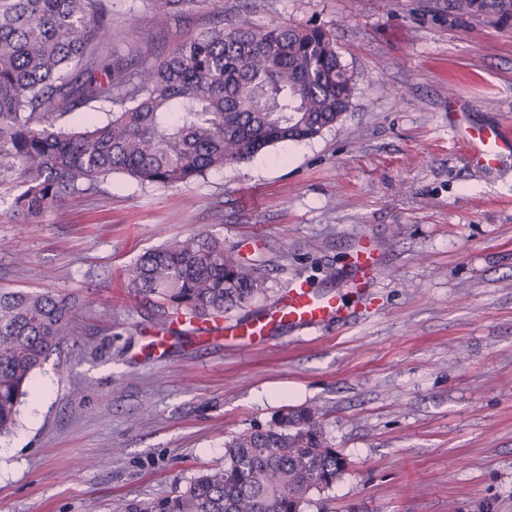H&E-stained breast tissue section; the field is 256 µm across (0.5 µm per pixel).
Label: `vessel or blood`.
Instances as JSON below:
<instances>
[{"label": "vessel or blood", "mask_w": 512, "mask_h": 512, "mask_svg": "<svg viewBox=\"0 0 512 512\" xmlns=\"http://www.w3.org/2000/svg\"><path fill=\"white\" fill-rule=\"evenodd\" d=\"M452 133L465 149L473 164L493 169L504 159L512 157V125H477L470 121L468 113L450 115ZM377 269V258L370 250H362L355 260L352 287L362 288L372 279ZM344 314V302L340 295L321 294L311 290L307 283H292L278 300L261 315L247 320L227 322H196L192 332L207 336L223 337L225 343L243 340L251 342L265 339L279 326L295 330L319 327Z\"/></svg>", "instance_id": "vessel-or-blood-1"}]
</instances>
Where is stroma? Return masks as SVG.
I'll list each match as a JSON object with an SVG mask.
<instances>
[{
	"mask_svg": "<svg viewBox=\"0 0 512 512\" xmlns=\"http://www.w3.org/2000/svg\"><path fill=\"white\" fill-rule=\"evenodd\" d=\"M112 51L150 66L221 24L320 27L357 93L339 126L276 145L188 184L112 175L36 224L11 218L0 184V288L49 289L81 305L73 336L0 438V512H119L223 466L228 437L286 406L314 404L348 461L330 512H512V161L474 166L448 102L477 124L512 120V9L452 0H195L158 23L142 0H110ZM206 232L266 258L269 308L292 282L340 292L344 318L282 327L231 347L149 343L155 298L124 270L164 242ZM379 271L362 306L349 285L364 245Z\"/></svg>",
	"mask_w": 512,
	"mask_h": 512,
	"instance_id": "obj_1",
	"label": "stroma"
}]
</instances>
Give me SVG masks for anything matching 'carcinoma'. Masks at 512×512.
<instances>
[{
  "label": "carcinoma",
  "mask_w": 512,
  "mask_h": 512,
  "mask_svg": "<svg viewBox=\"0 0 512 512\" xmlns=\"http://www.w3.org/2000/svg\"><path fill=\"white\" fill-rule=\"evenodd\" d=\"M195 0H146L165 21ZM102 0H0V182L19 180L11 217L35 224L114 173L141 184H186L283 142L340 124L355 83L330 34L242 22L202 32L137 69L112 56ZM80 66L74 72L72 65ZM98 101L112 111L80 129L61 124ZM134 292L207 320L249 305L265 268L205 233L140 254L125 269ZM76 303L44 290L0 289V437L16 425L33 373L75 327ZM346 458L311 406L288 407L224 442V467L124 512H304L341 480Z\"/></svg>",
  "instance_id": "1"
}]
</instances>
